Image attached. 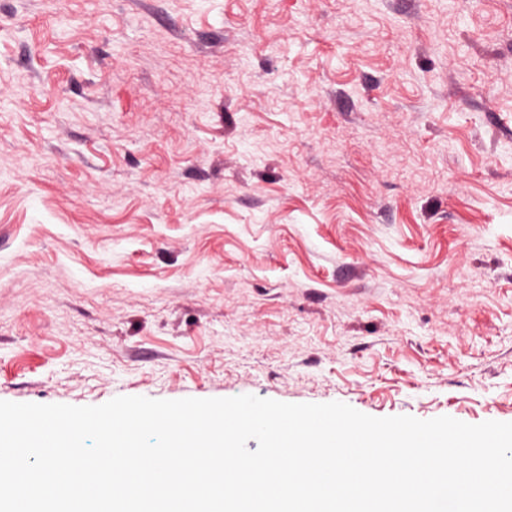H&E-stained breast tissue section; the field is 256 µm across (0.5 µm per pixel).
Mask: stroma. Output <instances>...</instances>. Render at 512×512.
I'll list each match as a JSON object with an SVG mask.
<instances>
[{"mask_svg": "<svg viewBox=\"0 0 512 512\" xmlns=\"http://www.w3.org/2000/svg\"><path fill=\"white\" fill-rule=\"evenodd\" d=\"M512 422V0H0V400Z\"/></svg>", "mask_w": 512, "mask_h": 512, "instance_id": "stroma-1", "label": "stroma"}]
</instances>
